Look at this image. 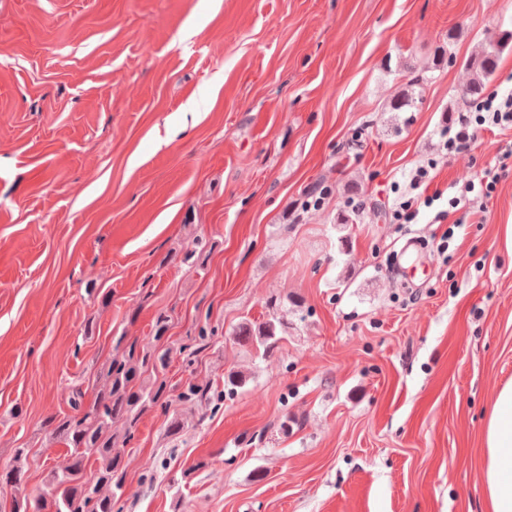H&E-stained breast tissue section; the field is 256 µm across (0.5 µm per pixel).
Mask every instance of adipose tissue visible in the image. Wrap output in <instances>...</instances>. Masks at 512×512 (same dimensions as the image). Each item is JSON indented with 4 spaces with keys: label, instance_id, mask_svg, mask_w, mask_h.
<instances>
[{
    "label": "adipose tissue",
    "instance_id": "adipose-tissue-1",
    "mask_svg": "<svg viewBox=\"0 0 512 512\" xmlns=\"http://www.w3.org/2000/svg\"><path fill=\"white\" fill-rule=\"evenodd\" d=\"M482 477L488 512H512V382L496 392L483 429Z\"/></svg>",
    "mask_w": 512,
    "mask_h": 512
}]
</instances>
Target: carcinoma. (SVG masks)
Segmentation results:
<instances>
[{
    "label": "carcinoma",
    "mask_w": 512,
    "mask_h": 512,
    "mask_svg": "<svg viewBox=\"0 0 512 512\" xmlns=\"http://www.w3.org/2000/svg\"><path fill=\"white\" fill-rule=\"evenodd\" d=\"M512 49V32L503 33L465 61L470 73L459 97L473 101L482 96L486 84L495 74L498 61L507 49ZM416 94H404L389 104L391 112H407L415 107ZM280 302L271 297L266 302L267 318L261 322L242 320L234 331V340L269 357L281 340L288 335V321L279 315ZM107 368L105 383L93 401L84 404L81 389L72 390L69 406L72 413L50 419L45 424L49 438L62 443L69 457L52 468L48 475L44 497H30L22 486L29 450H14L12 464L0 471V484L11 488L8 512H115L117 499L112 489H120L124 473L123 448L133 438L141 413L149 408L168 410L165 374L172 348L124 342ZM184 402H199L209 398L208 389L196 383L187 384L177 395ZM127 425L124 434L112 431L117 421Z\"/></svg>",
    "instance_id": "obj_1"
}]
</instances>
